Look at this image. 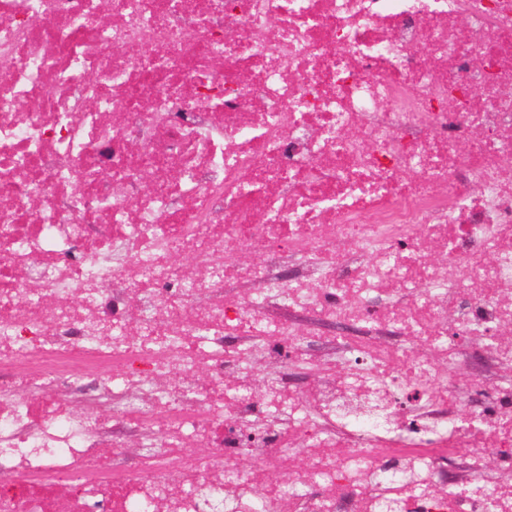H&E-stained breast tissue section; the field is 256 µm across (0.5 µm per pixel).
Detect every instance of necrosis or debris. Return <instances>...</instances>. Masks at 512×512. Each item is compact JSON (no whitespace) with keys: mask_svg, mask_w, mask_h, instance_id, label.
I'll use <instances>...</instances> for the list:
<instances>
[{"mask_svg":"<svg viewBox=\"0 0 512 512\" xmlns=\"http://www.w3.org/2000/svg\"><path fill=\"white\" fill-rule=\"evenodd\" d=\"M0 512H512V0H0Z\"/></svg>","mask_w":512,"mask_h":512,"instance_id":"necrosis-or-debris-1","label":"necrosis or debris"}]
</instances>
